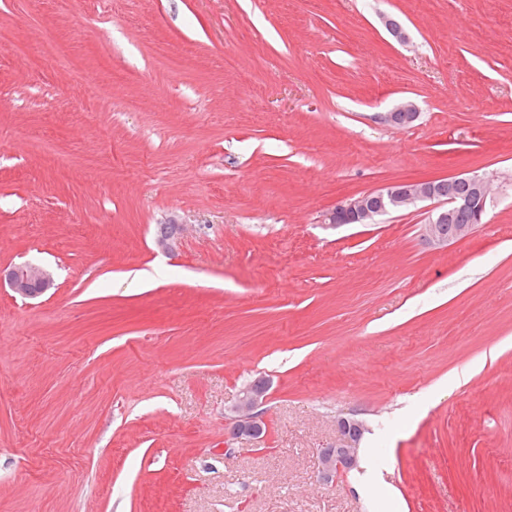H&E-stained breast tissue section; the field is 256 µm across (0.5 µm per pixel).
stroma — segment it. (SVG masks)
<instances>
[{
    "label": "stroma",
    "mask_w": 512,
    "mask_h": 512,
    "mask_svg": "<svg viewBox=\"0 0 512 512\" xmlns=\"http://www.w3.org/2000/svg\"><path fill=\"white\" fill-rule=\"evenodd\" d=\"M1 33L86 79L0 48V267L55 280L0 287V512H512V183L442 248L422 207L325 220L512 175V0H0ZM258 377L267 435L224 455ZM494 175L474 172L458 173L444 178L404 182V188L396 190L393 187L399 183H391L378 189L359 195L341 198L336 209L327 215L331 224L356 223L367 224L380 216L387 201H392L401 208H408L418 202L429 201L434 205L428 224L424 225V237L428 245L444 247L448 243L470 237L473 229L481 222L486 204L493 197L492 180ZM448 179V180H447ZM447 180L443 189L448 194L466 192V186L453 181L465 182L468 192L463 195L449 196L439 190V185ZM449 183V184H448ZM448 215L463 216V221ZM448 220V237L440 231V225ZM3 280L24 298H36L54 287L53 274L44 267L32 264L0 268V282ZM336 424L341 436L336 447L323 448L319 452L321 476L327 483L334 478L337 481L357 466V447L364 433L363 423L352 418L339 417Z\"/></svg>",
    "instance_id": "35a3bbf8"
}]
</instances>
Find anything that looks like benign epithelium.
Here are the masks:
<instances>
[{"label": "benign epithelium", "mask_w": 512, "mask_h": 512, "mask_svg": "<svg viewBox=\"0 0 512 512\" xmlns=\"http://www.w3.org/2000/svg\"><path fill=\"white\" fill-rule=\"evenodd\" d=\"M418 116L416 105L411 101L401 103L396 111L390 113L388 120L400 126H406ZM494 176L474 172L458 173L448 176V181L464 182L468 192L463 195L449 196L439 190L443 179L420 180L406 183L402 189H394L387 184L378 189L359 195L341 198L336 209L327 215L332 224H367L382 214L385 203L392 201L401 208H408L419 202L429 201L434 205L428 224L424 225V237L427 244L444 247L450 242L470 237L473 229L481 222L486 204L493 197L492 180ZM462 216L464 224L448 225V234L440 231V225L448 217ZM183 225H174L171 232H162L157 237L158 245L171 250L180 241ZM6 281L10 288L24 298H36L54 287L53 274L46 268L20 264L0 268V282ZM268 386L262 380L242 388L235 405L224 411V454H231V442L246 437L260 441L267 432V422L261 411L266 402ZM340 439L333 448H322L319 452L321 476L331 482L357 466V447L364 433L362 422L346 417L336 420Z\"/></svg>", "instance_id": "1"}]
</instances>
